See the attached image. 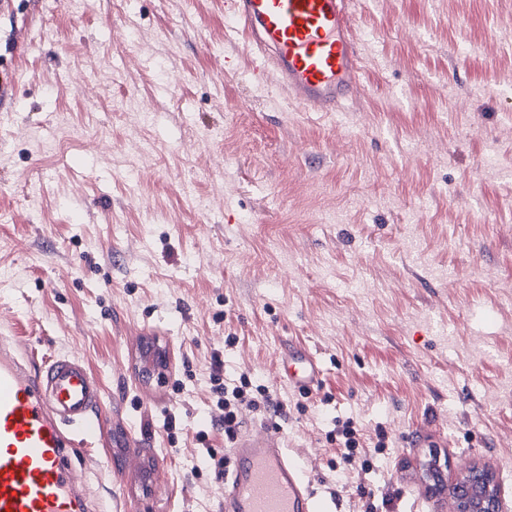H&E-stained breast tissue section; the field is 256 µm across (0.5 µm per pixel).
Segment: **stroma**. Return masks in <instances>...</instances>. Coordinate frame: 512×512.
Segmentation results:
<instances>
[{"mask_svg":"<svg viewBox=\"0 0 512 512\" xmlns=\"http://www.w3.org/2000/svg\"><path fill=\"white\" fill-rule=\"evenodd\" d=\"M225 2L0 0V336L100 382L90 508L224 512L218 353L330 512H448L432 464L491 469L512 510V0H352L338 117L253 79ZM285 379L299 390L310 389L322 373L315 358L305 349L290 346L284 355ZM336 442L343 449L342 455L346 462H350L354 458L355 451L362 447L359 430L350 421L341 425L340 422L336 424Z\"/></svg>","mask_w":512,"mask_h":512,"instance_id":"35a3bbf8","label":"stroma"}]
</instances>
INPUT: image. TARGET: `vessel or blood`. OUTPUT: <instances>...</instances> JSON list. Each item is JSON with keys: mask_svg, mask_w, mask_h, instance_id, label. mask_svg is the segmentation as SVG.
Returning a JSON list of instances; mask_svg holds the SVG:
<instances>
[{"mask_svg": "<svg viewBox=\"0 0 512 512\" xmlns=\"http://www.w3.org/2000/svg\"><path fill=\"white\" fill-rule=\"evenodd\" d=\"M226 24L246 33L254 79L275 72L305 111H337L361 84L348 0H229ZM284 371L301 390L322 373L293 346ZM102 407L99 382L79 357L41 360L29 342L0 343V512H89L68 458L95 437ZM231 456L224 512H325L275 435L246 432Z\"/></svg>", "mask_w": 512, "mask_h": 512, "instance_id": "b4317fda", "label": "vessel or blood"}]
</instances>
